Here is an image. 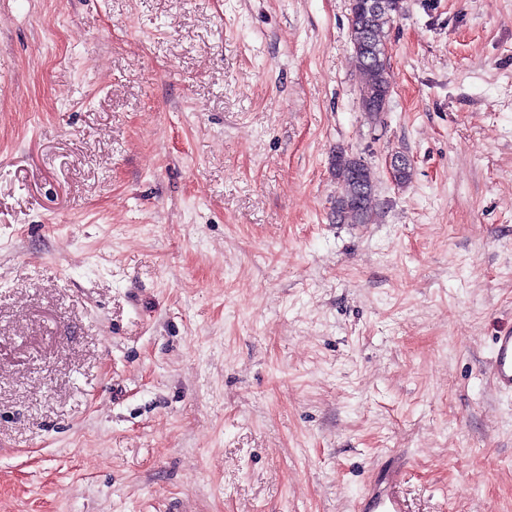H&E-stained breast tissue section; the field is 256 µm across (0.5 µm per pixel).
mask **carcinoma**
Here are the masks:
<instances>
[{
  "label": "carcinoma",
  "mask_w": 512,
  "mask_h": 512,
  "mask_svg": "<svg viewBox=\"0 0 512 512\" xmlns=\"http://www.w3.org/2000/svg\"><path fill=\"white\" fill-rule=\"evenodd\" d=\"M375 11L358 15L349 21L361 49L353 51L362 75L361 107L375 119L379 113L369 109L367 96L375 91L391 92L392 78L385 65L386 27L403 9V0H379ZM331 170L341 184L336 196L333 215L338 224H370L377 215L374 197L376 177L373 169L361 158L341 149L331 160Z\"/></svg>",
  "instance_id": "cac0c4a2"
}]
</instances>
